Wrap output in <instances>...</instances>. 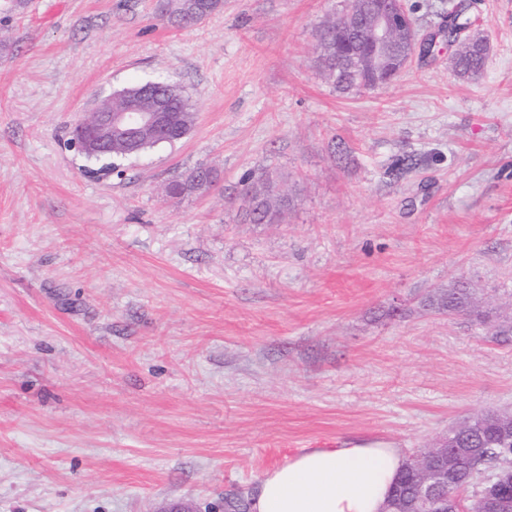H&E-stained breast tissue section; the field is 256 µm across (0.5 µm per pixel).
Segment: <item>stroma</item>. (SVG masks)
<instances>
[{
    "instance_id": "1",
    "label": "stroma",
    "mask_w": 512,
    "mask_h": 512,
    "mask_svg": "<svg viewBox=\"0 0 512 512\" xmlns=\"http://www.w3.org/2000/svg\"><path fill=\"white\" fill-rule=\"evenodd\" d=\"M464 2L479 75L441 45L354 93L316 45L349 0L189 28L151 0L0 7V512H224L304 450L408 456L512 410V0ZM147 81L195 126L90 175L71 128ZM198 165L217 186L165 195ZM265 171L285 223L228 200ZM460 281L490 324L425 307ZM456 65L464 75H476L482 71L488 57V47L481 38L462 39L457 42Z\"/></svg>"
}]
</instances>
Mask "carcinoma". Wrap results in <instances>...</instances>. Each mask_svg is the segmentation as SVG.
Wrapping results in <instances>:
<instances>
[{"label":"carcinoma","mask_w":512,"mask_h":512,"mask_svg":"<svg viewBox=\"0 0 512 512\" xmlns=\"http://www.w3.org/2000/svg\"><path fill=\"white\" fill-rule=\"evenodd\" d=\"M188 10L205 18L216 12L222 0H187ZM414 31L412 19L398 26L390 42V58H407L412 54L410 34ZM317 48L321 65L332 84L343 92L358 91L374 79V75L359 65L356 52L364 43L362 30L350 33L340 28L337 18L330 19L317 33ZM488 57V47L481 38L457 42L456 65L464 75L482 71ZM136 101L150 109L163 100L175 114L176 122L193 125L194 107L184 88L176 83L155 85L143 90L134 84ZM218 180L213 169L196 166L181 172L166 187L172 198L195 193L197 181L203 177ZM238 197L252 224H275L282 220L285 200L276 191L275 181L266 173L241 185ZM429 305L450 315H469L482 318L474 294L466 284L441 292L429 300ZM500 422L496 415L476 416L461 425L455 465L448 469V485L440 494L448 497V512L455 508L453 495L470 487L477 488L468 512H512V442L505 445L499 437ZM421 479L416 457L406 458L393 487L387 508L393 512H418L417 488Z\"/></svg>","instance_id":"1"}]
</instances>
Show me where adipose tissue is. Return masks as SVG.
I'll return each mask as SVG.
<instances>
[{
    "instance_id": "ef3b65f1",
    "label": "adipose tissue",
    "mask_w": 512,
    "mask_h": 512,
    "mask_svg": "<svg viewBox=\"0 0 512 512\" xmlns=\"http://www.w3.org/2000/svg\"><path fill=\"white\" fill-rule=\"evenodd\" d=\"M403 461L383 440L305 450L262 475L252 512H384Z\"/></svg>"
}]
</instances>
